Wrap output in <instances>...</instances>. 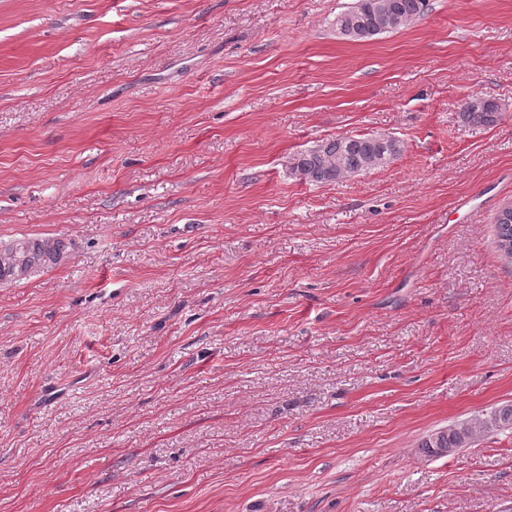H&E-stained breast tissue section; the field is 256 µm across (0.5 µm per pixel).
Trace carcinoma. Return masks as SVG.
<instances>
[{"label":"carcinoma","mask_w":512,"mask_h":512,"mask_svg":"<svg viewBox=\"0 0 512 512\" xmlns=\"http://www.w3.org/2000/svg\"><path fill=\"white\" fill-rule=\"evenodd\" d=\"M429 0H356L338 13L336 31L348 40H366L398 31L424 15ZM500 117V105L485 94L469 96L461 105V118L471 127H490ZM403 152L400 139L385 134L344 135L321 141L295 154L289 163L292 173L312 184H330L364 172L382 170ZM64 245L53 238H25L0 248V283L17 282L22 276L55 265ZM491 429H512V403L495 409L487 418L441 429L436 437L426 436L419 445L426 456L438 449L457 450L477 442Z\"/></svg>","instance_id":"carcinoma-1"}]
</instances>
